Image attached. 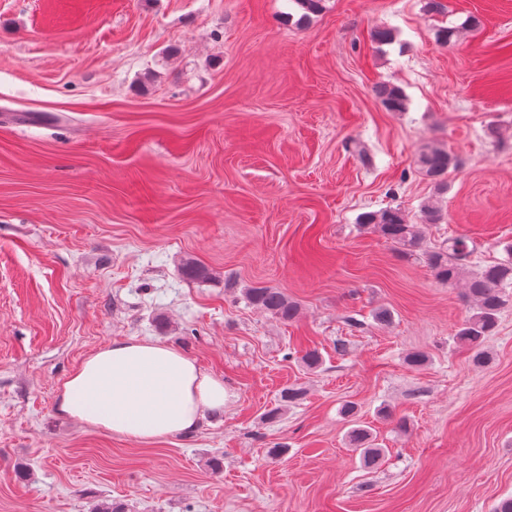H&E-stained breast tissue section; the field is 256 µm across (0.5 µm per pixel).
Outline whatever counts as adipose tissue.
<instances>
[{
    "label": "adipose tissue",
    "instance_id": "ef3b65f1",
    "mask_svg": "<svg viewBox=\"0 0 512 512\" xmlns=\"http://www.w3.org/2000/svg\"><path fill=\"white\" fill-rule=\"evenodd\" d=\"M224 402L223 380L179 349L115 340L64 381L57 410L115 437L147 442L195 432Z\"/></svg>",
    "mask_w": 512,
    "mask_h": 512
}]
</instances>
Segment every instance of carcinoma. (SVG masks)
<instances>
[{
	"instance_id": "cac0c4a2",
	"label": "carcinoma",
	"mask_w": 512,
	"mask_h": 512,
	"mask_svg": "<svg viewBox=\"0 0 512 512\" xmlns=\"http://www.w3.org/2000/svg\"><path fill=\"white\" fill-rule=\"evenodd\" d=\"M378 93L388 110L400 112L405 109L406 99L400 88L383 85L379 87ZM417 165L435 184L437 190L443 191L448 189V176L458 167V161L445 149L426 147L418 154ZM361 223L372 226L407 256L422 250L423 236L417 225L408 223L404 213L398 209L366 213L362 216ZM475 250L476 245L470 238L458 236L443 246L426 251V259L440 283L453 287L460 280H465L464 296L471 303L472 313L458 327L454 338L471 352L473 365L482 368L490 362L484 341L496 330L501 312L512 306V244L505 248L506 258L467 274L465 270ZM181 271L184 276L193 280L210 277L208 269L195 261L184 262ZM243 295L250 305L281 321L292 322L298 315L297 303L288 299V295L278 288L255 284L244 289ZM303 395L304 390L300 387L292 386L282 390L279 396L280 406L272 409L269 417H276L282 406L302 399ZM340 413L353 422L345 435L348 447L359 453L365 467L377 465L385 449L376 446L370 430L356 424V404L344 403Z\"/></svg>"
}]
</instances>
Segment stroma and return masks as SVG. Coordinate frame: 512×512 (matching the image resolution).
I'll return each instance as SVG.
<instances>
[{
  "label": "stroma",
  "mask_w": 512,
  "mask_h": 512,
  "mask_svg": "<svg viewBox=\"0 0 512 512\" xmlns=\"http://www.w3.org/2000/svg\"><path fill=\"white\" fill-rule=\"evenodd\" d=\"M441 3L325 0L302 25L292 0H0V512H491L512 495V307L474 367L453 339L462 290L360 224L401 209L427 246L470 237L477 266L512 243V0ZM427 144L459 160L445 193L418 168ZM188 258L209 279L183 277ZM254 283L297 319L250 306ZM115 340L193 357L223 379V414L139 443L60 416L64 381ZM290 386L303 399L268 418ZM347 401L375 468L345 444ZM243 295L250 305L281 321L292 322L298 315L297 303L288 299V295L280 289L255 284L244 288Z\"/></svg>",
  "instance_id": "1"
}]
</instances>
